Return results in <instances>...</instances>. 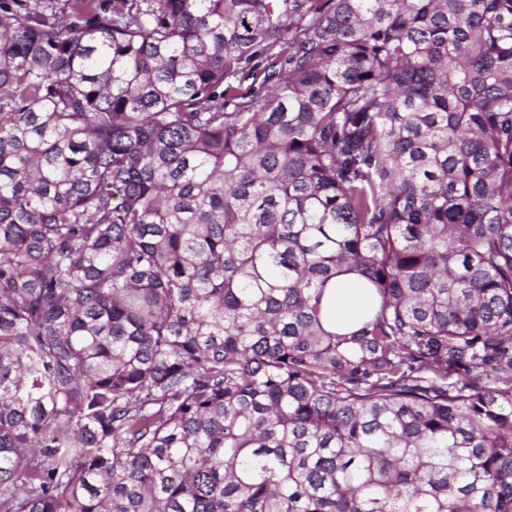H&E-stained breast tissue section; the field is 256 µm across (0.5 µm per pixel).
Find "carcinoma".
Instances as JSON below:
<instances>
[{
    "label": "carcinoma",
    "mask_w": 512,
    "mask_h": 512,
    "mask_svg": "<svg viewBox=\"0 0 512 512\" xmlns=\"http://www.w3.org/2000/svg\"><path fill=\"white\" fill-rule=\"evenodd\" d=\"M64 6L0 0V512H512V0ZM369 289L357 275L337 276L325 289L322 301L324 326L336 332L353 328L375 305Z\"/></svg>",
    "instance_id": "cac0c4a2"
}]
</instances>
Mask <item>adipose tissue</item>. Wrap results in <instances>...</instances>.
<instances>
[{"mask_svg": "<svg viewBox=\"0 0 512 512\" xmlns=\"http://www.w3.org/2000/svg\"><path fill=\"white\" fill-rule=\"evenodd\" d=\"M374 305L373 294L359 276H337L325 290L322 301L323 323L332 331L350 330Z\"/></svg>", "mask_w": 512, "mask_h": 512, "instance_id": "obj_1", "label": "adipose tissue"}]
</instances>
